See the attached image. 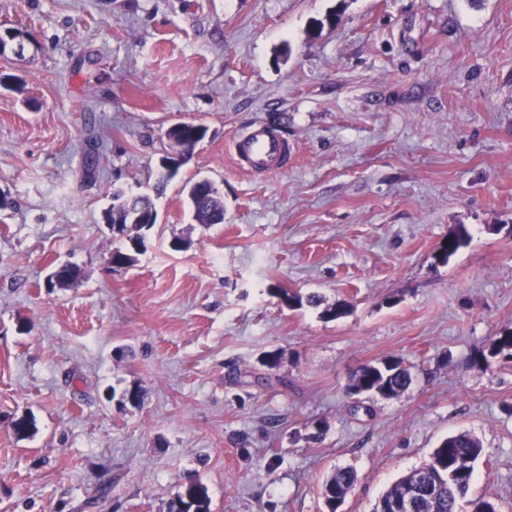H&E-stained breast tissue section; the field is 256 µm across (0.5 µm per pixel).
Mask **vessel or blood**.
Wrapping results in <instances>:
<instances>
[{"mask_svg":"<svg viewBox=\"0 0 512 512\" xmlns=\"http://www.w3.org/2000/svg\"><path fill=\"white\" fill-rule=\"evenodd\" d=\"M231 150L237 165L254 174L285 170L291 153L287 140L269 124L234 137Z\"/></svg>","mask_w":512,"mask_h":512,"instance_id":"b4317fda","label":"vessel or blood"}]
</instances>
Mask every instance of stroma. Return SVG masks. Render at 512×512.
<instances>
[{
	"mask_svg": "<svg viewBox=\"0 0 512 512\" xmlns=\"http://www.w3.org/2000/svg\"><path fill=\"white\" fill-rule=\"evenodd\" d=\"M8 29L0 512H167L192 478L211 512H327L338 468L343 512H372L458 432L482 448L458 512H512V359L489 354L512 329V0H0ZM271 121L287 169L241 170L232 139ZM178 122L208 134L133 250L104 213L150 191ZM200 179L223 223L193 220ZM61 264L77 281L48 288ZM388 359L409 388L354 394ZM356 482V475L350 469H339L336 470L322 485V496L325 499V504L331 511L328 512H339L337 508H341L338 505L344 503L346 494L350 488ZM336 498L340 502L336 503Z\"/></svg>",
	"mask_w": 512,
	"mask_h": 512,
	"instance_id": "stroma-1",
	"label": "stroma"
}]
</instances>
